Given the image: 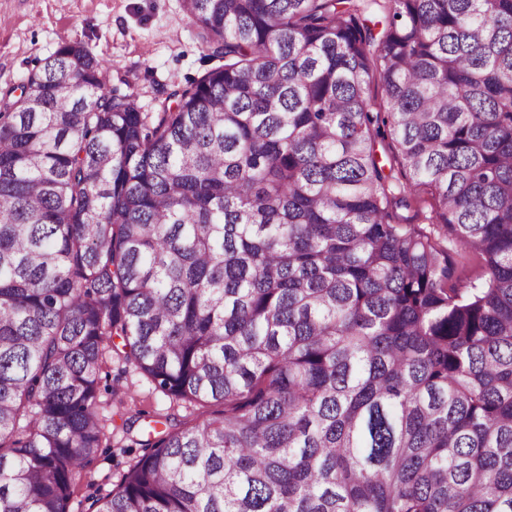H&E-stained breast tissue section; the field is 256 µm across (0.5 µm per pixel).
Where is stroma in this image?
<instances>
[{"mask_svg":"<svg viewBox=\"0 0 512 512\" xmlns=\"http://www.w3.org/2000/svg\"><path fill=\"white\" fill-rule=\"evenodd\" d=\"M195 32L182 0H0V87L20 84L58 46L82 43L110 63L113 90L135 92L142 110L153 113L168 92L219 66V59L205 57ZM106 373L104 414L112 446L87 465L72 512H88L92 497L118 484L141 455L136 441L154 413L180 420L190 414L131 365L115 361Z\"/></svg>","mask_w":512,"mask_h":512,"instance_id":"obj_1","label":"stroma"}]
</instances>
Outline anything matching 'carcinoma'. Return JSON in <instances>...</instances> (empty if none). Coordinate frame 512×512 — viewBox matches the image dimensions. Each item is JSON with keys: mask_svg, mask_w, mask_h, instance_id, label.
<instances>
[{"mask_svg": "<svg viewBox=\"0 0 512 512\" xmlns=\"http://www.w3.org/2000/svg\"><path fill=\"white\" fill-rule=\"evenodd\" d=\"M183 7L155 117L80 43L0 89V512H70L114 355L201 412L93 512H512V0Z\"/></svg>", "mask_w": 512, "mask_h": 512, "instance_id": "obj_1", "label": "carcinoma"}]
</instances>
